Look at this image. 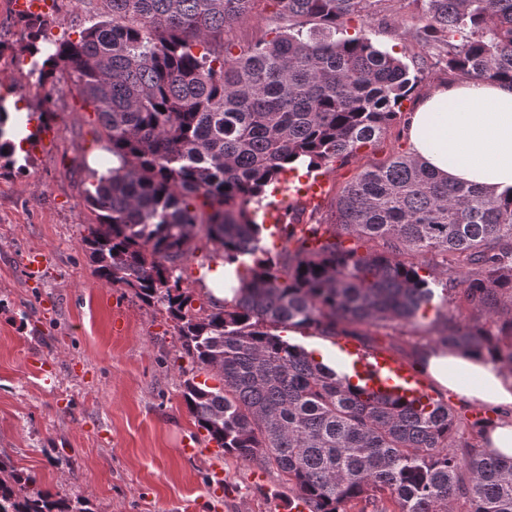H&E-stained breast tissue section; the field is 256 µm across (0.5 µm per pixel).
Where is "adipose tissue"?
Listing matches in <instances>:
<instances>
[{
	"mask_svg": "<svg viewBox=\"0 0 512 512\" xmlns=\"http://www.w3.org/2000/svg\"><path fill=\"white\" fill-rule=\"evenodd\" d=\"M409 149L448 181L512 193V83L466 79L423 96L406 124ZM427 371L467 401L512 408V372L455 350L429 353Z\"/></svg>",
	"mask_w": 512,
	"mask_h": 512,
	"instance_id": "1",
	"label": "adipose tissue"
}]
</instances>
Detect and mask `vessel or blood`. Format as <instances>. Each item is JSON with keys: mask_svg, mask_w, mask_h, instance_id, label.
<instances>
[{"mask_svg": "<svg viewBox=\"0 0 512 512\" xmlns=\"http://www.w3.org/2000/svg\"><path fill=\"white\" fill-rule=\"evenodd\" d=\"M330 183L329 175L324 172L303 179L296 197L301 204L314 206L326 198ZM339 347L369 392L390 395L395 387L400 386L409 390L413 396L430 400V389L422 374L385 349L363 350L346 340L340 341Z\"/></svg>", "mask_w": 512, "mask_h": 512, "instance_id": "obj_1", "label": "vessel or blood"}]
</instances>
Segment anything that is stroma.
Segmentation results:
<instances>
[{"label":"stroma","mask_w":512,"mask_h":512,"mask_svg":"<svg viewBox=\"0 0 512 512\" xmlns=\"http://www.w3.org/2000/svg\"><path fill=\"white\" fill-rule=\"evenodd\" d=\"M98 0H57L52 38L99 20ZM271 0L224 30L243 51L276 23ZM11 0H0V96L23 111L49 109L25 172L0 176V460L36 486L91 512H279L293 491L273 469L206 453L189 413L192 364L166 311L99 279L83 247L95 216L85 200L83 157L100 151L97 124L76 94L44 100L31 62L17 63ZM418 14L406 0H379L365 28L378 46L422 55ZM404 123L348 163H331L333 191L362 168L408 152ZM193 442L200 452L183 455ZM224 482H211L214 471Z\"/></svg>","instance_id":"1"}]
</instances>
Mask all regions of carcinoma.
Segmentation results:
<instances>
[{"mask_svg": "<svg viewBox=\"0 0 512 512\" xmlns=\"http://www.w3.org/2000/svg\"><path fill=\"white\" fill-rule=\"evenodd\" d=\"M256 0H101L102 20L52 40L47 15L19 16L17 51L37 84L57 74L96 116L118 165L90 171L96 223L83 239L96 274L159 305L193 366L183 398L207 438L237 459L276 468L312 512H512V458L458 435L454 409L367 394L315 360L287 331L350 338L426 323L410 362L438 349L483 352L512 367V195L451 184L410 154L364 168L332 201L335 222L283 225L276 254L258 208L290 163H345L401 117L418 76L364 34L344 37L380 0H272L283 24L235 56L224 27ZM416 38L448 71L512 82V0H411ZM0 169H24L4 128ZM203 234L236 265L233 296L193 306L182 287ZM373 247L362 250L367 244ZM453 295L487 315L469 325ZM433 318H428V313ZM0 462V512H87Z\"/></svg>", "mask_w": 512, "mask_h": 512, "instance_id": "cac0c4a2", "label": "carcinoma"}]
</instances>
